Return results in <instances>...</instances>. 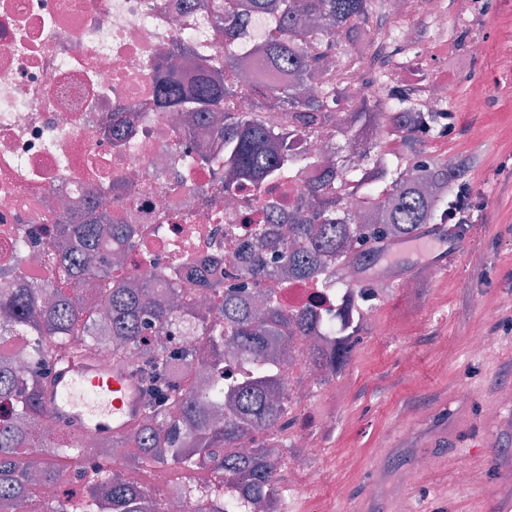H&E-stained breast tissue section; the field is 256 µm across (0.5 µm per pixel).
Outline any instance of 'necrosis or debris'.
I'll list each match as a JSON object with an SVG mask.
<instances>
[{"label": "necrosis or debris", "instance_id": "4bbe7bcc", "mask_svg": "<svg viewBox=\"0 0 512 512\" xmlns=\"http://www.w3.org/2000/svg\"><path fill=\"white\" fill-rule=\"evenodd\" d=\"M278 29L277 16L247 15L236 45L252 85L278 79L256 51ZM179 42L191 53L176 76L190 77L202 64L233 80L216 59L224 28L200 0H0V251L21 236L31 241L20 257L27 281L54 285L37 256L53 244L45 228L71 219L92 222L106 213L113 223L137 225L145 246L126 251L115 236L104 245L126 254L117 276L161 288L173 279L199 286L241 273L253 221L302 213L309 184H326L349 210L369 212L358 189L326 179V143L347 139L331 127L302 133L301 149L311 160L302 174L249 194H225L223 166L189 164L178 115L160 111L154 94L156 66ZM262 289L285 311L316 315L311 332L328 359L318 367L299 351L273 367L291 421L280 438L301 449L287 460L288 484L271 510L288 512L289 492L311 473L334 478L324 449L310 437L326 422L310 418L309 403L335 395L337 353L386 294L361 287L353 275L339 288L294 277Z\"/></svg>", "mask_w": 512, "mask_h": 512}]
</instances>
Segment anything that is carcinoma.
I'll use <instances>...</instances> for the list:
<instances>
[{"label":"carcinoma","mask_w":512,"mask_h":512,"mask_svg":"<svg viewBox=\"0 0 512 512\" xmlns=\"http://www.w3.org/2000/svg\"><path fill=\"white\" fill-rule=\"evenodd\" d=\"M224 20V70L239 64L232 29L240 10H261L281 19L278 34L260 49L262 59L290 81L269 84L251 94V107L238 100L244 88L221 83L205 70L190 81L160 73L156 106L163 112H182L188 128L201 123L215 127L224 155H201L224 165V192L261 187L274 176L303 171L305 157L295 148L298 130H272L264 121L271 110L293 112L305 129L325 124L344 125L362 135L371 127L387 128L386 141L360 164L346 170V178L364 188L378 209L377 221L361 223L343 210L341 200L321 186L308 190L303 216L270 218L256 227L255 242L244 276H230L224 284L223 318L197 307L195 293L180 281L168 284L167 295L155 297L141 287L112 278V256L96 252L98 238L110 234L111 224H60L57 244L43 261L59 274L60 286L50 291L31 284L20 267L0 268V507L28 512L38 501L40 485L30 479L40 474L61 482L50 456L84 461L77 446L81 434L56 423L57 434H38L52 418L44 402L52 364L59 354H79L71 338L92 350L98 337L111 335L118 353L134 350L140 371L150 388L140 420L130 433L112 439L130 449L125 466L173 463L185 470L213 465L223 472L225 490L214 493L212 512H249L260 499L273 501L281 481L280 462L266 454L259 442L247 458L236 449L254 440L258 431L281 422L284 411L280 389L268 373L267 361L286 356L299 338L309 334L313 318L289 313L253 289L281 276L314 278L332 266L344 267L363 244L410 238L426 224H443L448 216L465 214L471 205L468 167L452 166L439 158L422 157L424 136L448 129L451 113L429 109L421 102L426 75L409 60L412 74L397 86L378 70L392 55L393 31L386 28L389 13L384 0H210ZM373 71L384 84L382 93L367 92L353 108L341 111V89L333 69ZM389 185L379 195L366 183L368 170ZM94 280L104 305L84 304L80 290ZM180 327L193 345L159 348L148 340L149 330ZM25 337L31 367L19 374L9 345ZM233 346L257 366L254 377L229 390L201 385L190 377L197 362L218 363L224 345ZM156 492L122 478L112 463L98 464L97 477L77 499L58 501L50 512H145Z\"/></svg>","instance_id":"1"}]
</instances>
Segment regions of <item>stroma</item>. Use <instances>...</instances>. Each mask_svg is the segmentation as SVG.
<instances>
[{"instance_id": "35a3bbf8", "label": "stroma", "mask_w": 512, "mask_h": 512, "mask_svg": "<svg viewBox=\"0 0 512 512\" xmlns=\"http://www.w3.org/2000/svg\"><path fill=\"white\" fill-rule=\"evenodd\" d=\"M448 17L436 27L433 14ZM416 23L422 38L442 51L422 61L428 79L453 84V123L427 138L431 157L466 161L468 184L479 208L476 223L437 238L447 261L438 279H422L427 258L414 249L389 254L387 301L365 326L346 361L345 386L335 406L314 402L326 429L313 434L333 460L335 486L310 479L291 501L292 512H388L408 495L412 512H492L493 500L512 495V402L500 390L512 384V0H438L418 16L402 13L393 28ZM484 45L472 56L473 41ZM483 106L474 111L471 100ZM397 321L399 336L386 326ZM485 339L496 363L472 356L468 341ZM415 410L401 428L398 417ZM413 453H403L404 443ZM463 453L478 478L463 486L445 469L425 471L411 484L399 477L415 456ZM383 493L366 502L371 483Z\"/></svg>"}]
</instances>
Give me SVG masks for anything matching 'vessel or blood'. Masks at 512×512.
Listing matches in <instances>:
<instances>
[{"label": "vessel or blood", "instance_id": "vessel-or-blood-1", "mask_svg": "<svg viewBox=\"0 0 512 512\" xmlns=\"http://www.w3.org/2000/svg\"><path fill=\"white\" fill-rule=\"evenodd\" d=\"M45 400L60 422L108 437L123 435L143 410L132 369L123 362L101 367L89 352L65 357L54 367Z\"/></svg>", "mask_w": 512, "mask_h": 512}]
</instances>
